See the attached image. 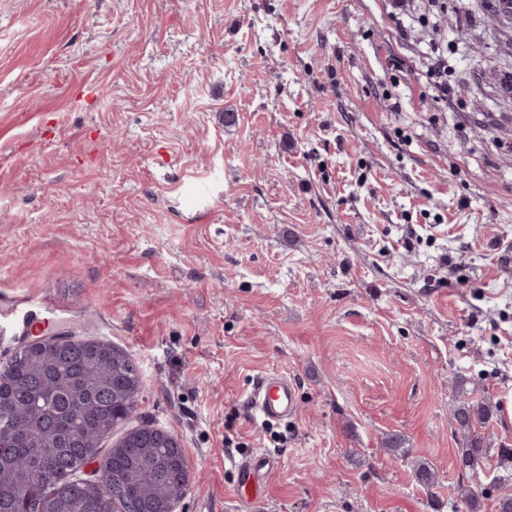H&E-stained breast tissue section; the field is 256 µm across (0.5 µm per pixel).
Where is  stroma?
Here are the masks:
<instances>
[{
	"mask_svg": "<svg viewBox=\"0 0 512 512\" xmlns=\"http://www.w3.org/2000/svg\"><path fill=\"white\" fill-rule=\"evenodd\" d=\"M494 8L0 0V365L46 319L125 352L129 426L184 449L176 512H245L236 466L261 449L259 512H467L455 409L487 399V443L512 448ZM265 373L294 383L292 418L249 417Z\"/></svg>",
	"mask_w": 512,
	"mask_h": 512,
	"instance_id": "35a3bbf8",
	"label": "stroma"
}]
</instances>
